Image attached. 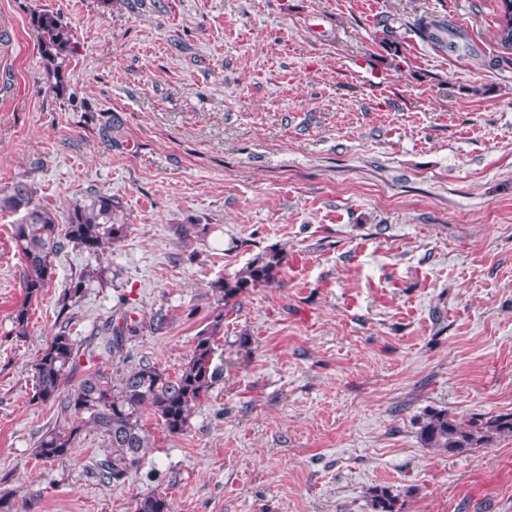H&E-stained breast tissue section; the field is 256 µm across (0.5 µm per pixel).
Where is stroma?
I'll return each instance as SVG.
<instances>
[{
  "mask_svg": "<svg viewBox=\"0 0 512 512\" xmlns=\"http://www.w3.org/2000/svg\"><path fill=\"white\" fill-rule=\"evenodd\" d=\"M40 12L73 35L55 75ZM498 14L499 0H0V189L28 180L61 225L101 191L128 226L102 253L61 252L20 338L25 265L0 213V491L15 512H134L153 489L172 512H372L375 486L399 512H512V438L458 456L419 439L439 410L512 412ZM425 16L475 57L422 39ZM271 247L288 254L281 287L219 308L211 282ZM98 270L65 306L70 279ZM219 312L222 379L181 434L144 410L150 443L124 485L93 477L106 448L86 430L75 455L36 457L48 428L80 422L33 397L52 333L84 350L67 393L141 363L178 374ZM109 317L135 333L120 356L88 353Z\"/></svg>",
  "mask_w": 512,
  "mask_h": 512,
  "instance_id": "35a3bbf8",
  "label": "stroma"
}]
</instances>
